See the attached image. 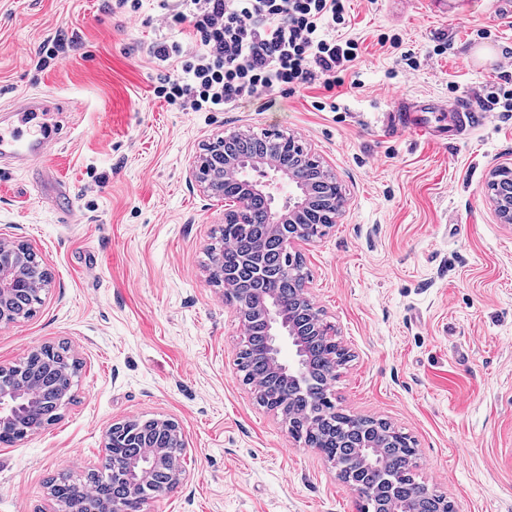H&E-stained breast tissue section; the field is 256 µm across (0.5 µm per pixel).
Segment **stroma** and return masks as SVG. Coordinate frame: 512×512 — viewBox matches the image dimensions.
Wrapping results in <instances>:
<instances>
[{"label":"stroma","instance_id":"1","mask_svg":"<svg viewBox=\"0 0 512 512\" xmlns=\"http://www.w3.org/2000/svg\"><path fill=\"white\" fill-rule=\"evenodd\" d=\"M499 2L347 0L362 56L337 111L315 108L314 84L264 112H177L153 94L162 69L148 48L164 32L146 17L112 0H0V110L32 93L58 104L45 164L74 203L63 220L38 171L0 166V236L52 274L31 318L0 321V366L61 343L80 363L58 419L0 444V512H46L53 480L86 476L122 418L175 421L188 443L180 484L148 512H357L336 468L243 383V329L208 278L224 202L190 170L203 144L237 130L299 137L346 196L301 249L312 300L352 356L337 411L409 435L418 482L457 512H512V224L485 187L512 162V112L438 144L385 119L422 95L473 104L512 89L495 64L512 53ZM60 34L76 41L70 55L35 71Z\"/></svg>","mask_w":512,"mask_h":512}]
</instances>
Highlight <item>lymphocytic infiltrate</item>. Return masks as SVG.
<instances>
[{
    "label": "lymphocytic infiltrate",
    "instance_id": "obj_1",
    "mask_svg": "<svg viewBox=\"0 0 512 512\" xmlns=\"http://www.w3.org/2000/svg\"><path fill=\"white\" fill-rule=\"evenodd\" d=\"M168 31L149 54L167 72L153 93L183 112H224L245 102L263 106L275 94L321 83L318 110L335 107L336 86L359 57L344 36V0H152ZM188 28V37L176 36Z\"/></svg>",
    "mask_w": 512,
    "mask_h": 512
}]
</instances>
